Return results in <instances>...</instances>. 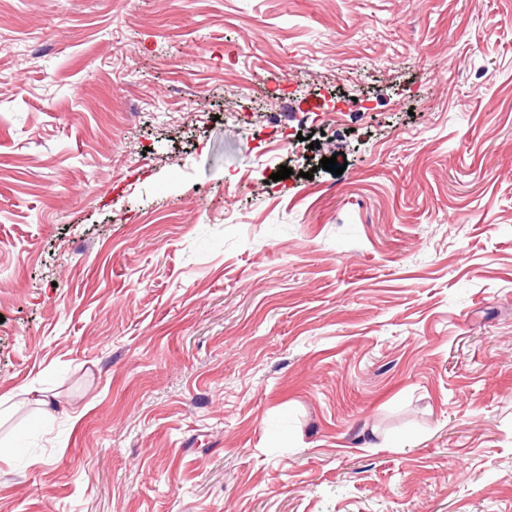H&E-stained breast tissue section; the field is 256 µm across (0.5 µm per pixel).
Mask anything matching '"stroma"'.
<instances>
[{
  "label": "stroma",
  "instance_id": "1",
  "mask_svg": "<svg viewBox=\"0 0 512 512\" xmlns=\"http://www.w3.org/2000/svg\"><path fill=\"white\" fill-rule=\"evenodd\" d=\"M9 394L0 512H512V0H0Z\"/></svg>",
  "mask_w": 512,
  "mask_h": 512
}]
</instances>
